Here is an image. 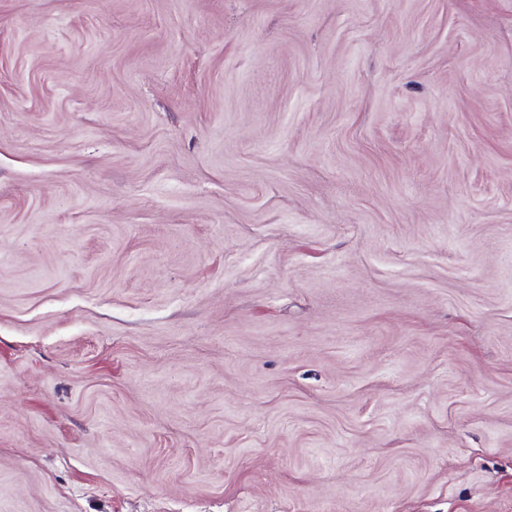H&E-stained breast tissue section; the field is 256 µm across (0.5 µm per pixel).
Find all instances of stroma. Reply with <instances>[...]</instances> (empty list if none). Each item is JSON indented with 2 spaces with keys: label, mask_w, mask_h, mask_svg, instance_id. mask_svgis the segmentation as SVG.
<instances>
[{
  "label": "stroma",
  "mask_w": 512,
  "mask_h": 512,
  "mask_svg": "<svg viewBox=\"0 0 512 512\" xmlns=\"http://www.w3.org/2000/svg\"><path fill=\"white\" fill-rule=\"evenodd\" d=\"M0 512H512V0H0Z\"/></svg>",
  "instance_id": "obj_1"
}]
</instances>
